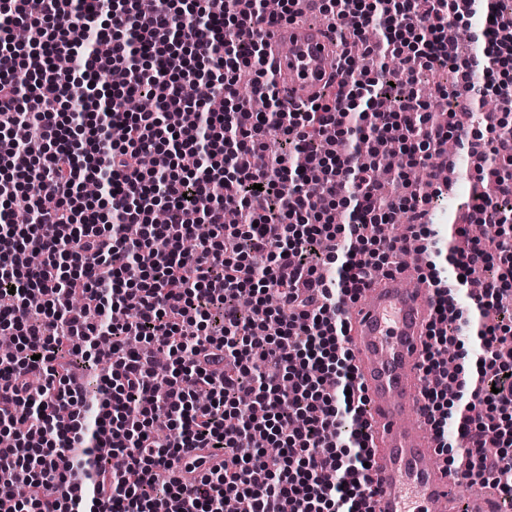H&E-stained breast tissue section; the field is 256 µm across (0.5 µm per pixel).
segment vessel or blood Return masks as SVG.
Instances as JSON below:
<instances>
[{
    "instance_id": "b4317fda",
    "label": "vessel or blood",
    "mask_w": 512,
    "mask_h": 512,
    "mask_svg": "<svg viewBox=\"0 0 512 512\" xmlns=\"http://www.w3.org/2000/svg\"><path fill=\"white\" fill-rule=\"evenodd\" d=\"M259 29L278 90L291 97H318L330 73L328 62L338 53L334 36L320 27L284 20L260 24ZM420 277L413 268L392 271L368 282L345 310L376 450L371 475L379 492L370 506L373 512H497L495 499L483 487L457 497V478L438 457L426 428L421 363L434 298ZM408 278L419 280V287L404 288ZM223 464V449H191L174 475L192 484L201 472Z\"/></svg>"
}]
</instances>
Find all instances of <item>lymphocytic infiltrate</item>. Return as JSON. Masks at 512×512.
Segmentation results:
<instances>
[{
    "instance_id": "obj_1",
    "label": "lymphocytic infiltrate",
    "mask_w": 512,
    "mask_h": 512,
    "mask_svg": "<svg viewBox=\"0 0 512 512\" xmlns=\"http://www.w3.org/2000/svg\"><path fill=\"white\" fill-rule=\"evenodd\" d=\"M299 2L271 12L264 0H0V210L19 195L31 208L26 224L0 214V331L16 341L0 356V434L12 439L0 447L11 486L0 512H224L228 499L239 512H369L372 450L341 311L425 230L382 233L393 214L418 212V195L387 199L374 158L345 144L399 142L396 168L434 174L455 126L428 113L417 74L447 62L449 27L476 25L489 44L459 58L460 91L511 101L512 80L494 75L512 68V49L492 36L512 20L483 0H307L333 15L345 51L318 102L295 105L265 69L258 25L294 18ZM371 27L381 41L365 42ZM371 56L400 60L391 92ZM115 68L128 80L96 99ZM247 69L266 111L238 93ZM201 79L208 98H188ZM131 99L139 111H126ZM20 126L40 154L15 140ZM87 182L98 195H82ZM511 187L501 178L472 195L473 222L492 232L475 241L458 225L452 249L471 300L497 321L474 327L428 263L437 307L422 362L438 454L449 472L494 485L508 512L512 267L491 257L512 251L497 201ZM340 206L352 225L337 223ZM159 208L167 224H154ZM229 208L240 223H225ZM331 264L334 282L318 271ZM472 327L474 372L460 338ZM103 359L109 372L90 389L79 370ZM217 445L231 451L222 469L190 487L156 483L187 449Z\"/></svg>"
}]
</instances>
